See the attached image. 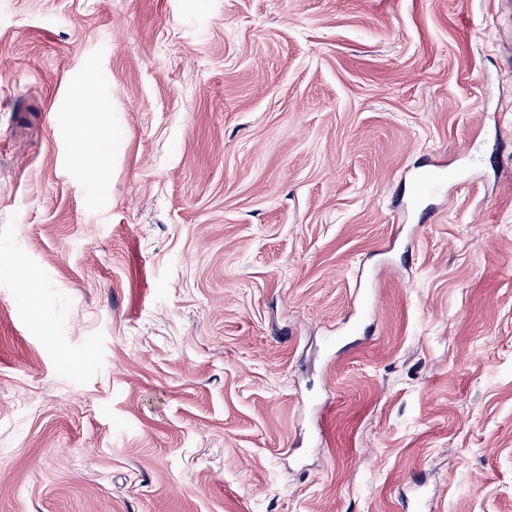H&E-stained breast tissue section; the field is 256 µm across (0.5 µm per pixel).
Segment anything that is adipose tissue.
<instances>
[{
	"instance_id": "ef3b65f1",
	"label": "adipose tissue",
	"mask_w": 512,
	"mask_h": 512,
	"mask_svg": "<svg viewBox=\"0 0 512 512\" xmlns=\"http://www.w3.org/2000/svg\"><path fill=\"white\" fill-rule=\"evenodd\" d=\"M85 78L82 74L75 73L71 76V97L70 110L74 114L67 130V139L74 153H84L88 143H95L97 147V159L88 164L84 170L86 179L92 183L102 182L105 177V168L102 164L103 159L109 154L112 147V132L106 128L92 127L85 119L83 112L88 111L89 106L86 101L83 89Z\"/></svg>"
}]
</instances>
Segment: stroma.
<instances>
[{"instance_id":"stroma-1","label":"stroma","mask_w":512,"mask_h":512,"mask_svg":"<svg viewBox=\"0 0 512 512\" xmlns=\"http://www.w3.org/2000/svg\"><path fill=\"white\" fill-rule=\"evenodd\" d=\"M0 512H512V0H0ZM85 78L80 73L71 76L70 112L75 113L67 130V139L74 153L84 156L85 147L91 141L95 142L97 155L87 158V161L99 159L85 167L84 174L90 183H100L105 177V168L102 164L112 147V131L107 128H94L78 113L92 112L88 106L83 89ZM15 275L21 288L26 290L27 307L32 320L37 323L42 322L36 272L24 263H18L15 267Z\"/></svg>"}]
</instances>
